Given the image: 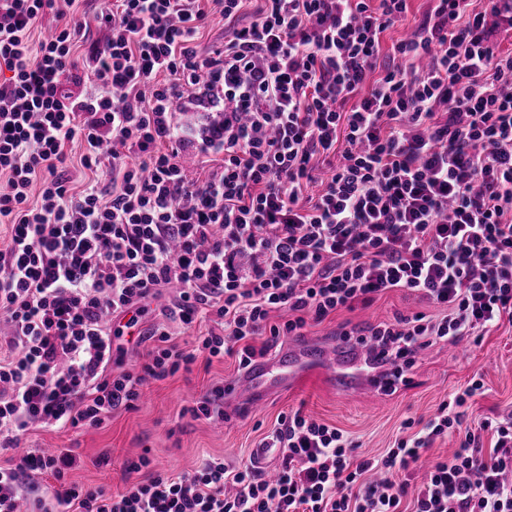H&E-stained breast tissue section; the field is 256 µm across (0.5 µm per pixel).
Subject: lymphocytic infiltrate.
I'll return each mask as SVG.
<instances>
[{"mask_svg": "<svg viewBox=\"0 0 512 512\" xmlns=\"http://www.w3.org/2000/svg\"><path fill=\"white\" fill-rule=\"evenodd\" d=\"M74 2L0 0L1 449L36 426L100 427L201 356L246 368L395 289L439 315L339 331L384 378L430 341L512 325V49L498 41L512 0H430L388 64L381 39L407 0H260L241 26L244 0H213L232 27L205 57L200 0H102L89 20ZM93 26L103 41L87 42ZM199 85L224 102L196 147L202 178L175 121ZM75 162L91 173L80 186ZM170 288L161 315L205 334L187 351L153 325L124 369L113 325L137 326ZM481 388L406 419L410 436L378 457L298 409L260 440L264 456L139 480L143 456L116 495L68 483L70 452L31 449L0 466V512H401L407 497L411 512H512V413L468 423ZM448 434L452 454L424 464Z\"/></svg>", "mask_w": 512, "mask_h": 512, "instance_id": "obj_1", "label": "lymphocytic infiltrate"}]
</instances>
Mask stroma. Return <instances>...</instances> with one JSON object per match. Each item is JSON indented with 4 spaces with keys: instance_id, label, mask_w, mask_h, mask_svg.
Instances as JSON below:
<instances>
[{
    "instance_id": "35a3bbf8",
    "label": "stroma",
    "mask_w": 512,
    "mask_h": 512,
    "mask_svg": "<svg viewBox=\"0 0 512 512\" xmlns=\"http://www.w3.org/2000/svg\"><path fill=\"white\" fill-rule=\"evenodd\" d=\"M418 312L433 315L437 309L416 293L396 289L369 306L341 310L310 324L303 337L287 338L283 345L332 341L340 327L364 329L394 320L399 314ZM237 375L234 358L210 362L201 358L191 371L148 381L134 409L113 411L100 428L35 427L27 433L25 443L72 450L79 465L71 472L70 482L86 488L103 485L116 494L126 486L125 461L148 455L150 464L139 473L144 479L156 472L193 471L204 457L233 463L245 460L278 416L296 409L342 430L359 443L361 453L378 456L402 438L405 419L428 418L472 378L481 379L483 388L466 405L468 421L512 411V326L487 328L455 347L438 343L421 349L407 372V383L392 390L358 393L333 388L323 379L319 366L312 364L297 387L263 407L231 412L221 421L192 416V408L208 388ZM105 454L111 456V465H99V457Z\"/></svg>"
}]
</instances>
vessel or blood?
I'll return each mask as SVG.
<instances>
[{
	"label": "vessel or blood",
	"mask_w": 512,
	"mask_h": 512,
	"mask_svg": "<svg viewBox=\"0 0 512 512\" xmlns=\"http://www.w3.org/2000/svg\"><path fill=\"white\" fill-rule=\"evenodd\" d=\"M338 352L336 344L322 343L316 345L310 354L303 347L296 346L276 359L255 361L237 378L226 383L224 404L231 407L247 401L253 407H261L269 395L292 388L312 359L327 367L328 383L355 385L363 390L370 388L374 382L372 374L358 365L352 371H343Z\"/></svg>",
	"instance_id": "obj_1"
}]
</instances>
